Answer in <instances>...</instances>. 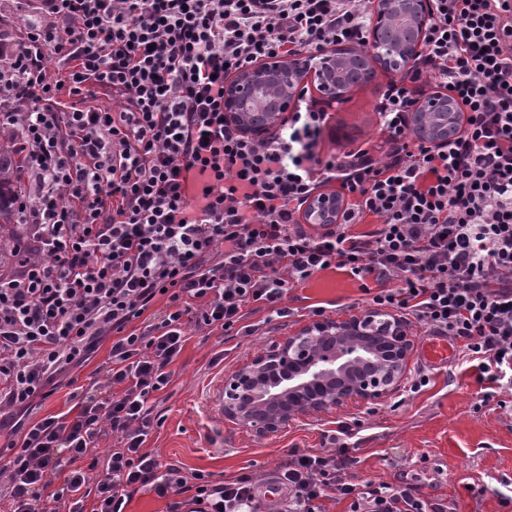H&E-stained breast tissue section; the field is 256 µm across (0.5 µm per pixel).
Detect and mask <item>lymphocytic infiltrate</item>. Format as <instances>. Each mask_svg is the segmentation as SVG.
Returning <instances> with one entry per match:
<instances>
[{
    "label": "lymphocytic infiltrate",
    "mask_w": 512,
    "mask_h": 512,
    "mask_svg": "<svg viewBox=\"0 0 512 512\" xmlns=\"http://www.w3.org/2000/svg\"><path fill=\"white\" fill-rule=\"evenodd\" d=\"M25 34L0 32V129L24 159L13 251L0 273V479L8 512H125L139 491L165 512H259L256 482L163 462L145 444L186 325L236 329L255 305L279 318L296 285L335 269L373 307L450 338L481 384L512 389V0H430L420 60L461 130L422 143L413 91L390 81L384 159H323L328 114L301 108L253 139L225 118L229 77L268 58L364 44L375 0H40ZM65 76L48 83V62ZM113 108L96 105L99 90ZM197 171L199 203L187 200ZM338 182L332 224L302 206ZM374 218L371 231L352 227ZM108 346L87 385L74 373ZM67 410L30 413L61 387ZM338 422L330 449L274 477L285 512H449L418 475L356 482ZM113 446L99 458L102 438Z\"/></svg>",
    "instance_id": "obj_1"
}]
</instances>
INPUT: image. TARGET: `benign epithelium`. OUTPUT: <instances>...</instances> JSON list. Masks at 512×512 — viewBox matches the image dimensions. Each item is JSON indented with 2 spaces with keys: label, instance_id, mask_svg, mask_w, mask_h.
Returning <instances> with one entry per match:
<instances>
[{
  "label": "benign epithelium",
  "instance_id": "1",
  "mask_svg": "<svg viewBox=\"0 0 512 512\" xmlns=\"http://www.w3.org/2000/svg\"><path fill=\"white\" fill-rule=\"evenodd\" d=\"M411 19L408 41L396 50V67L407 74L416 68L430 18L429 0H377L371 39L381 35L387 15ZM336 52L297 54L241 71L226 86L224 111L230 121L255 138L288 119V111L304 83L312 78L331 100ZM454 103L442 93L417 99L409 112L417 137L440 145L455 134L460 118H447L446 131L432 134L424 120L447 113ZM341 206L334 192L314 195L306 204L308 224H330ZM411 339L400 318L369 311L348 319L317 320L254 357L224 380V417L242 422L262 435L288 426L296 416L324 413L349 401L379 403L405 375Z\"/></svg>",
  "mask_w": 512,
  "mask_h": 512
}]
</instances>
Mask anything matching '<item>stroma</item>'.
I'll list each match as a JSON object with an SVG mask.
<instances>
[{"mask_svg": "<svg viewBox=\"0 0 512 512\" xmlns=\"http://www.w3.org/2000/svg\"><path fill=\"white\" fill-rule=\"evenodd\" d=\"M393 77V72L377 69L371 83L350 89L339 100L324 98L316 85H308V100L330 115L319 141L321 155L358 147L384 155L387 145L376 106ZM293 294L289 305L295 315L267 324L262 314H253L251 322L262 328L252 336L215 332L205 338L187 328L188 341L173 365V381L157 406L163 424L149 441L161 460L228 477L245 468L263 480L286 459L289 449L325 448L324 434L335 429L337 421L358 418L362 425L353 440L359 446L354 468L359 479L391 482L401 472L419 471L424 494L443 496L456 512H506L500 495L512 485V410L498 403L511 402L512 391L498 390L495 401L479 407L481 393L473 370L455 357L427 366L422 349L428 334L414 322L408 325V368L426 366L432 374L428 389L418 396L399 403L391 397L374 405L350 402L326 413L300 415L269 436L217 416L210 400L220 381L312 323L309 306L327 304L330 319L368 310L359 282L339 271L319 273Z\"/></svg>", "mask_w": 512, "mask_h": 512, "instance_id": "stroma-1", "label": "stroma"}]
</instances>
